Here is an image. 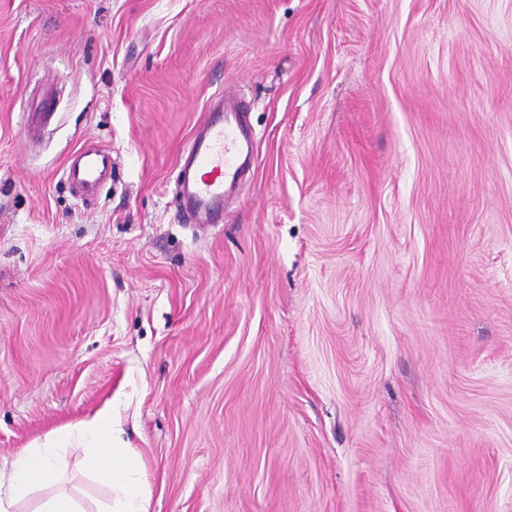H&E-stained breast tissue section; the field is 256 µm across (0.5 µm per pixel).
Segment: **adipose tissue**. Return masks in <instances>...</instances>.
I'll use <instances>...</instances> for the list:
<instances>
[{
	"mask_svg": "<svg viewBox=\"0 0 512 512\" xmlns=\"http://www.w3.org/2000/svg\"><path fill=\"white\" fill-rule=\"evenodd\" d=\"M123 435L119 415L107 406L20 450L8 471L0 470V482L7 484L6 491H0V512H19L20 504L38 490L47 496L33 512H149L151 496L143 470ZM72 448L83 449L82 466L106 487L109 505L92 509L61 489Z\"/></svg>",
	"mask_w": 512,
	"mask_h": 512,
	"instance_id": "obj_1",
	"label": "adipose tissue"
}]
</instances>
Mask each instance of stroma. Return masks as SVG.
Instances as JSON below:
<instances>
[{"mask_svg":"<svg viewBox=\"0 0 512 512\" xmlns=\"http://www.w3.org/2000/svg\"><path fill=\"white\" fill-rule=\"evenodd\" d=\"M109 404L151 512H512V0H0V463ZM254 147L225 87L224 96L205 107L188 148L179 155L177 211L198 224L223 223L226 201L247 173ZM113 164L112 150L80 147L67 156L64 175L69 181L94 192L104 181L112 179Z\"/></svg>","mask_w":512,"mask_h":512,"instance_id":"obj_1","label":"stroma"}]
</instances>
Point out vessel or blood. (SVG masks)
I'll list each match as a JSON object with an SVG mask.
<instances>
[{
    "label": "vessel or blood",
    "instance_id": "1",
    "mask_svg": "<svg viewBox=\"0 0 512 512\" xmlns=\"http://www.w3.org/2000/svg\"><path fill=\"white\" fill-rule=\"evenodd\" d=\"M254 141L231 94L209 103L193 138L179 161L178 212L198 224H220L224 206L247 173ZM112 152L105 147L78 148L64 166L66 178L95 191L112 177Z\"/></svg>",
    "mask_w": 512,
    "mask_h": 512
}]
</instances>
